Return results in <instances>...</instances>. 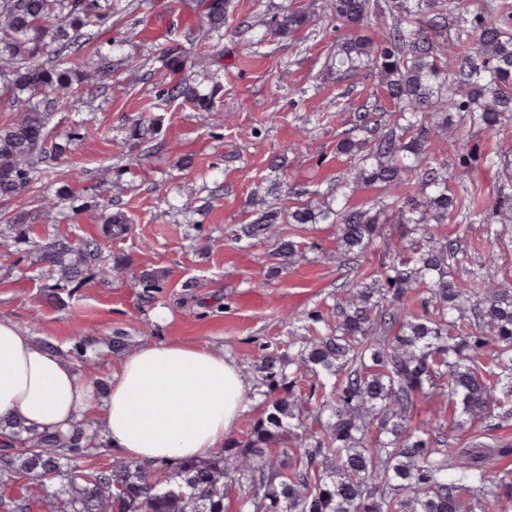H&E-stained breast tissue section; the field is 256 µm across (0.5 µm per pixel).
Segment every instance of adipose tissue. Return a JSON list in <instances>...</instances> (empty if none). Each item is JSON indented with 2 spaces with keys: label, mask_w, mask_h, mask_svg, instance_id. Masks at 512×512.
Masks as SVG:
<instances>
[{
  "label": "adipose tissue",
  "mask_w": 512,
  "mask_h": 512,
  "mask_svg": "<svg viewBox=\"0 0 512 512\" xmlns=\"http://www.w3.org/2000/svg\"><path fill=\"white\" fill-rule=\"evenodd\" d=\"M246 404L239 368L209 346L144 344L124 355L102 391L0 318V419L63 434L91 420L126 459L198 461L223 447Z\"/></svg>",
  "instance_id": "1"
}]
</instances>
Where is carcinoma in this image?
<instances>
[{
    "instance_id": "cac0c4a2",
    "label": "carcinoma",
    "mask_w": 512,
    "mask_h": 512,
    "mask_svg": "<svg viewBox=\"0 0 512 512\" xmlns=\"http://www.w3.org/2000/svg\"><path fill=\"white\" fill-rule=\"evenodd\" d=\"M228 0H207L205 26L186 41L221 44ZM336 29L327 69L344 79L369 68L395 111L376 107L354 114L338 150L354 160L342 187L376 185L384 195L370 207L333 209L269 205L242 224L234 241L270 242L269 257L283 265L298 243L282 225H338L344 280L337 287L335 320L319 311L291 314L298 335L288 351L265 355L258 386L267 405L250 432L224 442L209 461H115L89 471L77 460L103 455L106 441L79 427L70 434L29 432L11 421L0 444V512H224L237 495L240 512H512V469L490 459L506 448H450L448 435L414 420L417 400L446 397L464 423L475 425L512 415V283L478 273L450 275L467 252L458 239L438 237L448 222H512V193L502 191L489 207L458 196L451 184L478 161L500 165L498 156L459 154L457 166L438 160L431 141L461 114L473 127L512 125V3L507 0H325ZM377 22L374 37L361 34ZM310 22L300 7L271 19L269 28L288 34ZM112 27V0H0V99L22 115L0 127V199L15 203L7 223L21 228L50 221L67 203L76 212L89 203L105 212L109 233L121 236L127 220L108 213L97 186L59 170L58 161L81 140L73 127L50 136L52 117L80 91L90 93L112 76L113 53L122 42L103 35ZM96 43L94 76L80 70L81 52ZM187 47L177 40L160 48L172 73L182 69ZM221 88L207 95L187 78H172L157 91V105L189 103L215 112ZM144 131L132 127L133 143L117 179L142 167L150 149H138ZM46 182L61 184L53 198L29 209L28 194ZM401 224L398 241L385 242L387 260L378 273L355 274V258L383 236V225ZM38 262L58 274L53 287H67L95 274L105 277L128 262L102 263V245L89 237L74 243L56 236L32 243ZM148 301L163 288L157 276L136 277ZM323 376L320 395L296 392L307 371ZM317 409V430L305 424ZM296 460L288 462V451ZM237 475L235 484L224 482ZM41 477V493L16 487ZM64 479L66 488L50 482Z\"/></svg>"
}]
</instances>
